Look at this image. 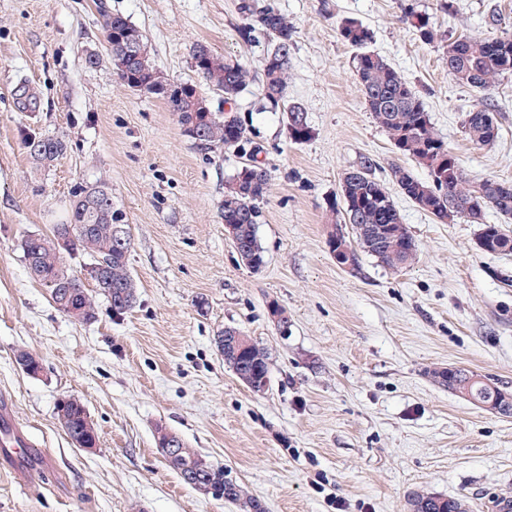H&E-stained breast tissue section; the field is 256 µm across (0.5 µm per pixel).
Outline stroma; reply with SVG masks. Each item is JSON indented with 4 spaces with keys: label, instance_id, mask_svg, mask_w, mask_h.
<instances>
[{
    "label": "stroma",
    "instance_id": "1",
    "mask_svg": "<svg viewBox=\"0 0 512 512\" xmlns=\"http://www.w3.org/2000/svg\"><path fill=\"white\" fill-rule=\"evenodd\" d=\"M271 2L295 28L287 95L314 136L291 142L285 112L260 109L256 81L236 103L248 141L225 150L199 144L164 100L119 80L99 10L139 27L168 81L196 84L220 112L224 95L198 75L192 51L202 43L259 72L268 43L241 38L240 0H0V394L41 455L26 479L0 469V512H244L181 481L156 448L159 426L264 512H409L417 493L463 500L468 512L512 501V417L428 376L462 367L512 391V253L481 251L478 224L442 222L398 192L418 246L409 266L363 254L345 270L327 245L343 173L368 159L387 184L398 160L365 106L342 17L371 29V50L419 90L473 182L512 184V73L486 93L456 86L442 44L415 39L399 0ZM413 2L453 40L512 33V0ZM92 53L101 66H86ZM24 82L38 96L31 110L17 99ZM482 105L499 125L488 147L462 131ZM34 134L66 144L49 171L27 155ZM252 159L269 174L258 270L238 257L220 210L227 181ZM99 181L131 238L137 302L115 316L99 300L82 322L30 278L19 241L50 233L72 192ZM228 326L266 351L265 392L225 365L216 339ZM22 350L40 359L39 375L18 366ZM70 395L95 424L94 450L75 447L57 419Z\"/></svg>",
    "mask_w": 512,
    "mask_h": 512
}]
</instances>
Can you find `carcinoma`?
Segmentation results:
<instances>
[{
	"label": "carcinoma",
	"mask_w": 512,
	"mask_h": 512,
	"mask_svg": "<svg viewBox=\"0 0 512 512\" xmlns=\"http://www.w3.org/2000/svg\"><path fill=\"white\" fill-rule=\"evenodd\" d=\"M239 10L247 20L241 35L251 40L255 30H261L272 42V48L261 61L262 108L297 113L303 122L288 132V138L303 143L313 137L314 130L304 110L297 104H288L286 93L290 70V49L295 30L288 19L272 4L257 0H242ZM403 20L416 39L424 44L443 41L442 34L433 26L427 13L412 3L401 6ZM102 28L108 44L109 60L123 53L112 36L134 40L147 45L140 29L127 18L101 11ZM343 42L355 50L353 73L376 123L388 133L400 156L425 167L429 180L416 178L411 171L394 164L390 169L392 187L372 176L371 160L346 171L340 181L339 198L331 209L342 214L344 223L353 224L352 236L341 237L338 228L329 232L327 244L340 241L352 251V263L358 265L359 253L375 258L383 266L399 271L410 264L416 254V244L402 222L395 205L392 189L410 199L420 209L441 221L456 217L480 218L487 210L512 217V185L503 190V183L488 179L478 184L467 182L458 156L448 143L438 136L432 126L419 91L383 56L369 49L370 29L354 18H344L338 25ZM448 76L458 86L487 92L499 77L512 72V34L503 32L485 37H461L447 44ZM192 59L199 75L213 88L224 93V103L232 104L253 81L249 69L239 63L227 62L214 56L203 44L193 49ZM121 80L131 89L151 93L169 105L178 115L181 125H193L201 131L199 141L216 148H238L247 140L246 129L237 117L226 122L205 120L197 110L199 92L193 84L179 85L180 93L166 95L170 86L167 78L151 62L149 51L129 55ZM465 133L478 146H489L498 138L499 127L494 113L487 107L467 113ZM25 148L35 169L50 168L61 157L66 144L58 138L31 135ZM250 165L236 171L224 190L222 216L224 223L238 225L237 254L248 267L264 265V251L256 234L260 207L267 182L249 177ZM123 220L112 207V189L104 182L79 186L72 194L70 214L64 224H56L51 234H27L19 247L30 277L45 288L62 314L70 317L78 312L82 320L96 317L97 297H103L115 316L132 310L136 304L135 282L129 269L130 250L115 248V227ZM477 239L484 240V252L501 254L512 252V235L500 224H480ZM85 256L89 266L101 265L103 278L89 280L81 277L70 264L68 256ZM241 333L227 327L217 336V349L224 363L245 385L268 378L266 352L250 337L240 339ZM438 385L452 393H459L475 405H495L498 392L486 383L474 379V372L459 369L448 375L442 368L428 371ZM57 418L72 443L81 440L97 444V435L87 420L83 404L75 402L57 409ZM178 459L172 464L181 480H186L181 466L193 463L202 466L201 484L208 479L224 482V498L239 500L241 490L224 481V470L210 464L196 450L181 442ZM411 512H465L463 504L433 495L418 494L410 501Z\"/></svg>",
	"instance_id": "cac0c4a2"
}]
</instances>
